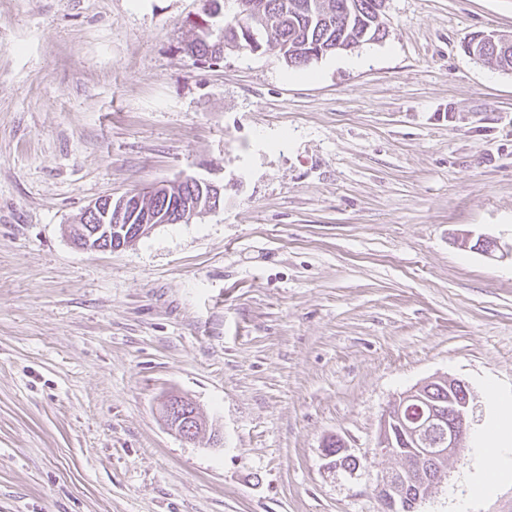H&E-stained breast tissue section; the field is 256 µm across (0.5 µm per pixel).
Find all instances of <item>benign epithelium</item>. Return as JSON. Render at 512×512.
<instances>
[{"label":"benign epithelium","instance_id":"7a95c632","mask_svg":"<svg viewBox=\"0 0 512 512\" xmlns=\"http://www.w3.org/2000/svg\"><path fill=\"white\" fill-rule=\"evenodd\" d=\"M207 199L194 200L186 206L185 215L195 216L210 212L219 207L221 188L208 184ZM129 196L118 200L108 199L117 214L110 224H98L92 236L98 238L94 247L84 249L107 252L127 247L140 238L148 235L157 224L143 222L141 224L122 225V211L127 205ZM424 399L411 391L403 396V400L394 403L382 422L378 447L386 452L392 451L395 428L405 430L416 439L429 426L440 428L436 442L430 448H417L414 457L400 458L398 470L382 478L378 484V498L382 512H406L408 504L416 499L421 500V491H433L438 478L432 477V471L441 467V463L450 457H458L464 451L463 442L469 429L470 396L453 403L448 407V416H443L436 409L420 406ZM163 418L167 426L185 441L193 442L206 429L207 422L195 404L179 394L167 395L161 403ZM326 457L337 468L343 467L345 460H354L350 449L342 442L337 447L326 449Z\"/></svg>","mask_w":512,"mask_h":512}]
</instances>
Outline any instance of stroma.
<instances>
[{
    "mask_svg": "<svg viewBox=\"0 0 512 512\" xmlns=\"http://www.w3.org/2000/svg\"><path fill=\"white\" fill-rule=\"evenodd\" d=\"M204 0H0V512H381L391 404L512 393V0H385L386 35L289 66L193 63ZM194 177L224 203L112 252L101 196ZM177 393L208 421L164 423ZM342 438L355 470L324 455ZM449 459L417 512H512ZM161 408L167 426L185 441L194 442L206 429L205 417L190 399L182 395H167Z\"/></svg>",
    "mask_w": 512,
    "mask_h": 512,
    "instance_id": "obj_1",
    "label": "stroma"
}]
</instances>
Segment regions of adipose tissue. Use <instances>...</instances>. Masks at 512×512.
Wrapping results in <instances>:
<instances>
[{"mask_svg": "<svg viewBox=\"0 0 512 512\" xmlns=\"http://www.w3.org/2000/svg\"><path fill=\"white\" fill-rule=\"evenodd\" d=\"M489 397L497 415L474 439L485 461L471 482V493L475 496L490 494L501 481L512 478V395L493 390Z\"/></svg>", "mask_w": 512, "mask_h": 512, "instance_id": "1", "label": "adipose tissue"}]
</instances>
